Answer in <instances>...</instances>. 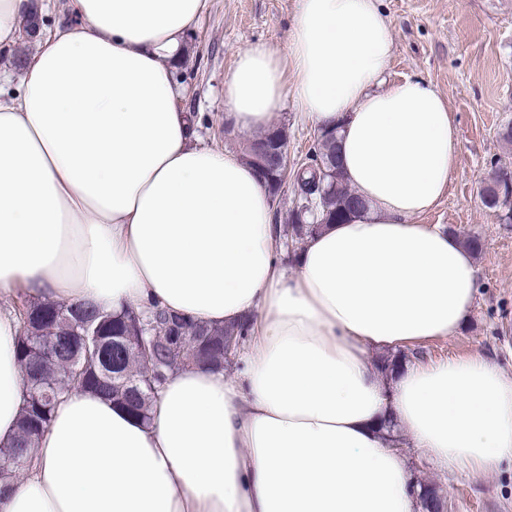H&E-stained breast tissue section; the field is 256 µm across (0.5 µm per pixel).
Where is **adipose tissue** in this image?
<instances>
[{
	"label": "adipose tissue",
	"instance_id": "ef3b65f1",
	"mask_svg": "<svg viewBox=\"0 0 512 512\" xmlns=\"http://www.w3.org/2000/svg\"><path fill=\"white\" fill-rule=\"evenodd\" d=\"M208 0H69L74 24L0 71V448L25 386L8 299L156 303L214 324L252 318L234 376L170 374L150 423L76 390L58 403L0 512H413L381 432L399 423L474 480L512 460V375L475 353L381 377L382 353L456 335L474 252L420 224L445 195L457 131L443 96L387 86L377 0H298L286 53L241 52L225 121L271 127L287 96L339 128L365 201L301 243L294 276L267 189L242 154L197 142L172 70Z\"/></svg>",
	"mask_w": 512,
	"mask_h": 512
}]
</instances>
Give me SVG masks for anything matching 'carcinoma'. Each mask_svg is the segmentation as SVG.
<instances>
[{
    "label": "carcinoma",
    "mask_w": 512,
    "mask_h": 512,
    "mask_svg": "<svg viewBox=\"0 0 512 512\" xmlns=\"http://www.w3.org/2000/svg\"><path fill=\"white\" fill-rule=\"evenodd\" d=\"M272 135L281 156L288 157V134L284 127L275 125L247 142L245 156L252 165H257L258 145ZM336 142L337 129L320 128L312 151L315 166L290 175L281 167L264 178L271 195H280L284 185L290 183L298 197L297 203L309 199L317 203L319 218L298 209L288 215L287 224L277 229L279 236L294 244L301 243L321 225L342 222L363 208L338 165ZM16 309L20 319L17 356L27 396L21 409L15 444L0 448V489L19 478L61 396L74 390L96 392L147 422L169 371L178 367L180 359L189 358V353L180 354L160 343L148 345L138 352L117 348V338L139 335L142 310L136 307L112 313L90 304H50L21 298ZM151 314L154 332L165 334L170 331L171 313L154 306ZM81 324L98 333L95 345L85 346L83 337L76 333ZM250 331L247 321L224 327L187 318L180 327L189 348H195L199 342L204 347V354L197 364L217 367L224 360V341L244 339ZM34 340L38 343L36 352L30 348ZM114 375L132 376L137 379V386L119 395L112 390ZM418 500L422 512H438L443 508L441 496L431 487L424 488Z\"/></svg>",
    "instance_id": "1"
}]
</instances>
